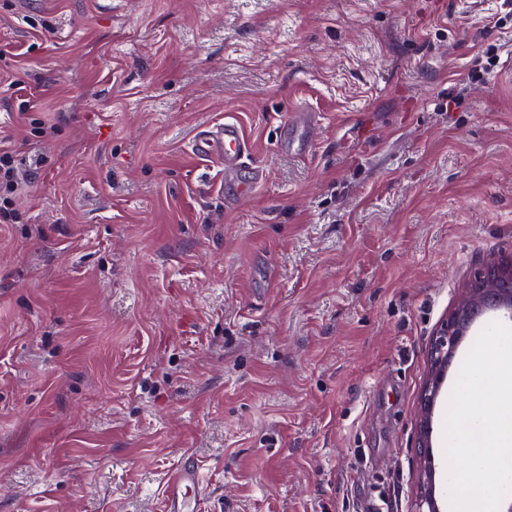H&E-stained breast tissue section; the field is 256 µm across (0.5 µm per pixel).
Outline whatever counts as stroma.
<instances>
[{
    "label": "stroma",
    "mask_w": 512,
    "mask_h": 512,
    "mask_svg": "<svg viewBox=\"0 0 512 512\" xmlns=\"http://www.w3.org/2000/svg\"><path fill=\"white\" fill-rule=\"evenodd\" d=\"M227 118L264 172L233 208L188 149ZM0 146V512H161L188 453L211 512H416L429 467L446 512L475 331L428 464L420 397L512 258V0H0ZM319 114L305 108L291 111L288 119L282 122L283 143L288 153L309 154L317 141ZM16 166L12 152L0 150V188L4 185L6 195L0 194V223L14 224L17 217L14 203L10 194L16 188ZM512 263L490 262L471 282L457 308L448 315L431 352V376L421 398V420L417 451L426 461L431 458L429 418L441 391L448 364L455 354L458 341L465 336L471 322L488 308H504L512 314ZM477 317L476 321L479 320Z\"/></svg>",
    "instance_id": "1"
}]
</instances>
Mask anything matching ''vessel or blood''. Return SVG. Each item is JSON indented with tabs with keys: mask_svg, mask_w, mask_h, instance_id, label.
I'll list each match as a JSON object with an SVG mask.
<instances>
[{
	"mask_svg": "<svg viewBox=\"0 0 512 512\" xmlns=\"http://www.w3.org/2000/svg\"><path fill=\"white\" fill-rule=\"evenodd\" d=\"M319 119L315 112L301 108L291 111L281 125L283 143L288 153L309 154L317 141ZM191 153L199 159H219L224 165V181L232 187V201H239L252 191L262 177L261 170L249 161L251 146L241 126L233 120L199 130L189 142ZM208 487L196 459L185 455L169 472L162 512H206Z\"/></svg>",
	"mask_w": 512,
	"mask_h": 512,
	"instance_id": "b4317fda",
	"label": "vessel or blood"
}]
</instances>
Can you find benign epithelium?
<instances>
[{"mask_svg": "<svg viewBox=\"0 0 512 512\" xmlns=\"http://www.w3.org/2000/svg\"><path fill=\"white\" fill-rule=\"evenodd\" d=\"M512 263L509 261L487 264L471 282L457 308L448 315L431 352V376L421 398V420L417 451L420 457L431 460V430L429 418L441 391L448 364L455 354L458 341L471 322L488 308H504L512 314ZM419 510L438 512L433 469L416 490Z\"/></svg>", "mask_w": 512, "mask_h": 512, "instance_id": "obj_1", "label": "benign epithelium"}]
</instances>
